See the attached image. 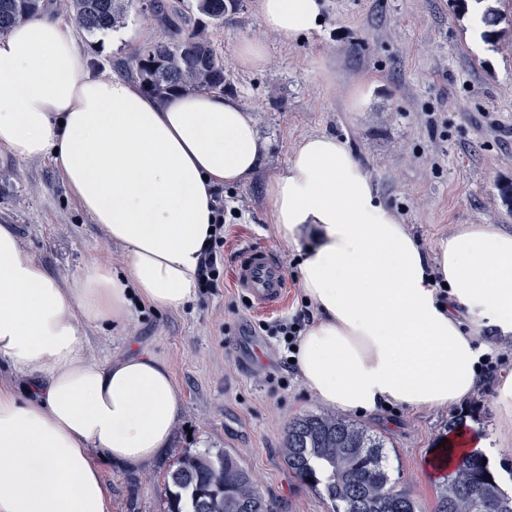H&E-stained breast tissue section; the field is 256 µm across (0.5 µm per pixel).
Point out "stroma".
I'll use <instances>...</instances> for the list:
<instances>
[{
  "mask_svg": "<svg viewBox=\"0 0 512 512\" xmlns=\"http://www.w3.org/2000/svg\"><path fill=\"white\" fill-rule=\"evenodd\" d=\"M253 0L211 31L226 62L224 93L252 112L269 142L261 167L245 183L223 189L224 268L247 246L284 260L290 283L282 309L259 311L225 280L176 312L135 309L125 328L87 330L91 360L147 349L170 367L181 391V417L166 451L146 469L106 460L98 465L111 492V512H161L169 471L185 452L228 451L253 472L278 512H332L323 489L304 484L282 458L294 418L323 412L295 369H284L275 337L259 331L302 306L297 254L278 241L264 198L305 137L346 140L371 176L379 199L425 247L462 224H496L512 232V0H483L480 41L468 33L472 0H322L320 33L286 44L262 33ZM129 36L112 44L82 42L100 72L131 75L138 48L167 40L161 22L130 15ZM261 36L268 62L244 70L235 62L240 39ZM366 86L368 103L353 109ZM0 224L14 225L22 249L59 281L100 262L126 263L81 211L49 160L0 163ZM494 383L478 384L461 405L415 410L393 405L363 426L384 444L392 480L421 512H434L444 476L429 461L455 429L478 426L498 437L505 419Z\"/></svg>",
  "mask_w": 512,
  "mask_h": 512,
  "instance_id": "stroma-1",
  "label": "stroma"
}]
</instances>
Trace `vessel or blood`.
Returning a JSON list of instances; mask_svg holds the SVG:
<instances>
[{
	"label": "vessel or blood",
	"mask_w": 512,
	"mask_h": 512,
	"mask_svg": "<svg viewBox=\"0 0 512 512\" xmlns=\"http://www.w3.org/2000/svg\"><path fill=\"white\" fill-rule=\"evenodd\" d=\"M232 281L253 305L265 311L281 307L289 288L282 258L273 251L253 247L240 252Z\"/></svg>",
	"instance_id": "1"
}]
</instances>
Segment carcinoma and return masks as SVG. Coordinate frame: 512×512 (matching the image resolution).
Wrapping results in <instances>:
<instances>
[{
  "mask_svg": "<svg viewBox=\"0 0 512 512\" xmlns=\"http://www.w3.org/2000/svg\"><path fill=\"white\" fill-rule=\"evenodd\" d=\"M135 0H59V10L91 37L125 25ZM239 0H184L141 4L144 17L174 30L165 43L135 54L144 91L157 98L173 93L224 90V56L212 45L207 27H224ZM44 0H0V33L35 15ZM383 440L333 413H310L288 423L283 460L302 481L322 486L333 512H419L414 498L397 487L383 465ZM512 512V495L497 483L480 457L459 460L437 496L434 512ZM163 512H277L253 475L227 451L186 452L169 471Z\"/></svg>",
  "mask_w": 512,
  "mask_h": 512,
  "instance_id": "obj_1",
  "label": "carcinoma"
}]
</instances>
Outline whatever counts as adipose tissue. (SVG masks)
Returning a JSON list of instances; mask_svg holds the SVG:
<instances>
[{
	"mask_svg": "<svg viewBox=\"0 0 512 512\" xmlns=\"http://www.w3.org/2000/svg\"><path fill=\"white\" fill-rule=\"evenodd\" d=\"M322 8L253 2L261 29L287 44L319 30ZM267 153L233 98L161 101L94 71L54 11L0 34V159H50L127 257L122 270L93 262L61 282L0 225V361L25 383L0 386V512H110L93 454L141 469L167 448L181 412L170 368L144 352L91 362L86 329L124 325L136 302H193L214 194L249 179ZM264 195L315 310L294 354L308 392L365 418L393 404H462L483 358L512 341V232L464 224L425 248L327 134L303 139Z\"/></svg>",
	"mask_w": 512,
	"mask_h": 512,
	"instance_id": "adipose-tissue-1",
	"label": "adipose tissue"
}]
</instances>
